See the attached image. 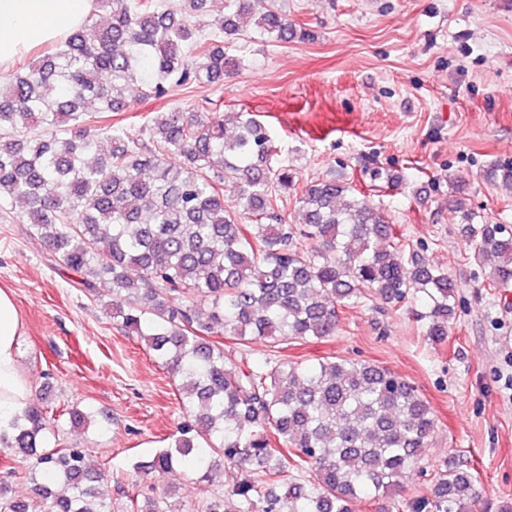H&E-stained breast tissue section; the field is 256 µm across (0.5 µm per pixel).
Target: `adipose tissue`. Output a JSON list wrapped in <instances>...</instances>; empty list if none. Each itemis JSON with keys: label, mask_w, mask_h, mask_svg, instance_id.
<instances>
[{"label": "adipose tissue", "mask_w": 512, "mask_h": 512, "mask_svg": "<svg viewBox=\"0 0 512 512\" xmlns=\"http://www.w3.org/2000/svg\"><path fill=\"white\" fill-rule=\"evenodd\" d=\"M92 0H0V69L63 39L86 19ZM22 320L10 292L0 289V425L23 410L33 389L19 363Z\"/></svg>", "instance_id": "obj_1"}]
</instances>
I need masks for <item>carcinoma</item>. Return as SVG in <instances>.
Listing matches in <instances>:
<instances>
[{
    "instance_id": "1",
    "label": "carcinoma",
    "mask_w": 512,
    "mask_h": 512,
    "mask_svg": "<svg viewBox=\"0 0 512 512\" xmlns=\"http://www.w3.org/2000/svg\"><path fill=\"white\" fill-rule=\"evenodd\" d=\"M208 0H94L81 26L51 53L0 75V204L40 235L59 264L94 294L112 284V318L140 338L177 380L187 415L168 445L135 473L176 467L194 485L224 469V492L207 512H473L474 474L434 469L428 491L397 499L426 458L436 427L408 380L370 362L327 357L314 365L268 358L228 366L224 341L263 339L274 349L336 335L338 310L373 299L419 303L423 338L448 341L457 282L400 245L393 228L350 184L331 177L298 185L268 128L251 112L235 123L201 107L151 112L139 132L102 119L169 87L214 84L240 69L224 52L238 19L287 43L296 23L275 5L230 0L207 21ZM108 77V83L99 77ZM94 104V110L87 108ZM106 139L103 151L99 140ZM238 187L224 204V182ZM300 191L303 222H283L280 193ZM486 282L512 291V231L476 224L454 200ZM59 430L39 399L0 427V444L29 461L31 492L46 512H112L86 449L46 444ZM130 512H184L164 490L128 493Z\"/></svg>"
}]
</instances>
